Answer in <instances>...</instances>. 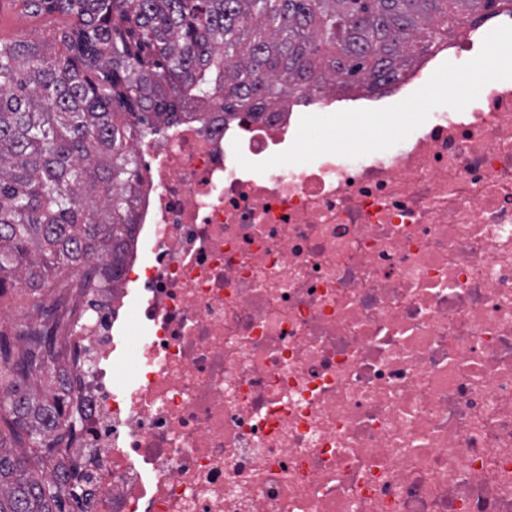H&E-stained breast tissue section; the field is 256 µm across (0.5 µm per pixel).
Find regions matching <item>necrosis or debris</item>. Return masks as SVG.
I'll use <instances>...</instances> for the list:
<instances>
[{"instance_id": "necrosis-or-debris-1", "label": "necrosis or debris", "mask_w": 512, "mask_h": 512, "mask_svg": "<svg viewBox=\"0 0 512 512\" xmlns=\"http://www.w3.org/2000/svg\"><path fill=\"white\" fill-rule=\"evenodd\" d=\"M335 102L188 105L134 146L119 272L0 309L60 355L44 468L79 512H512V80L385 151L238 165Z\"/></svg>"}]
</instances>
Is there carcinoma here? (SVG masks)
<instances>
[{
  "label": "carcinoma",
  "mask_w": 512,
  "mask_h": 512,
  "mask_svg": "<svg viewBox=\"0 0 512 512\" xmlns=\"http://www.w3.org/2000/svg\"><path fill=\"white\" fill-rule=\"evenodd\" d=\"M75 24L44 43L0 42V295L39 291L93 258L117 271L140 174L135 141L188 102L263 112L291 92L368 91L512 0H23ZM50 349L0 337V512H53L56 483L26 448L46 445L55 408L37 400Z\"/></svg>",
  "instance_id": "1"
}]
</instances>
